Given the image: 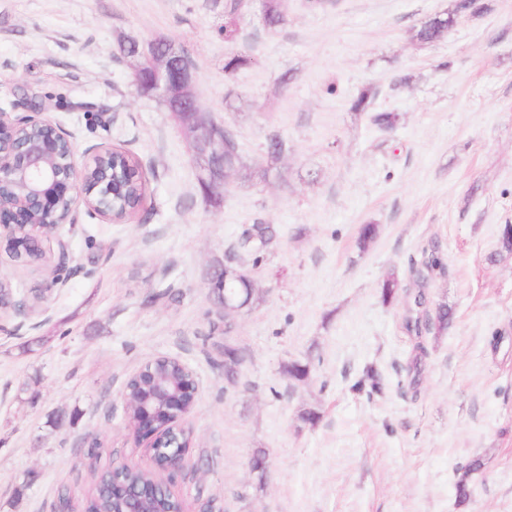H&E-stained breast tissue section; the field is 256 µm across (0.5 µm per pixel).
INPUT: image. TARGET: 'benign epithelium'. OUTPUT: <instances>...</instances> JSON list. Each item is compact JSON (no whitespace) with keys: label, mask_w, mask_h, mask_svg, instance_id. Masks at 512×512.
<instances>
[{"label":"benign epithelium","mask_w":512,"mask_h":512,"mask_svg":"<svg viewBox=\"0 0 512 512\" xmlns=\"http://www.w3.org/2000/svg\"><path fill=\"white\" fill-rule=\"evenodd\" d=\"M184 53L177 51L165 39L156 40L144 54V62L135 69V81L149 82V92L172 105V114L184 130L190 150L206 172L204 183L208 200H224V190L232 175L233 166L224 163L226 150L224 128L212 124L199 107L192 87L191 70L183 65ZM110 148H100L89 158L78 161L69 136L46 119L32 116L14 117L0 109V185L22 179L27 194L11 201L0 197V242L9 250H35L44 255L48 278L38 288L42 296L66 285L74 268L70 243L61 234L64 225L72 220L73 211L80 205L89 206L84 181L85 171ZM241 277L237 269L224 265L213 272L208 288L220 291L218 307L232 314L247 307L252 289L222 291L228 278ZM10 309L24 318L30 313L48 312L35 308L25 297L14 296L13 289L0 288V310ZM185 382L160 397L149 395L136 404L131 425L139 440L146 442L152 452V462H161L160 481L147 485H132L117 477L125 470L138 466L115 462L114 474L107 492L121 512H148L147 502L163 493L176 500L181 497L173 490L172 475L184 465L187 445L180 437L193 432L189 416L197 401V382L191 370Z\"/></svg>","instance_id":"benign-epithelium-1"}]
</instances>
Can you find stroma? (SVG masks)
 <instances>
[{"label": "stroma", "instance_id": "35a3bbf8", "mask_svg": "<svg viewBox=\"0 0 512 512\" xmlns=\"http://www.w3.org/2000/svg\"><path fill=\"white\" fill-rule=\"evenodd\" d=\"M481 2L423 44L421 22L453 0H284L274 34L250 0L232 41L224 0H0V108H37L77 157L126 151L145 183L124 223L77 208L75 272L33 329L0 312V512H54L113 461L149 466L123 390L161 356L198 384L174 486L188 512H512V0ZM160 37L192 57L201 109L249 166L220 205L178 120L137 91L129 47ZM236 52L252 64L225 72ZM365 89L393 129L353 110ZM257 223L277 242L226 332L208 280ZM365 224L378 234L362 250ZM391 275L403 289L387 303ZM418 294L450 310L446 331L405 330ZM228 346L243 356L231 380ZM291 362L309 377L289 379ZM369 368L381 392L355 389Z\"/></svg>", "mask_w": 512, "mask_h": 512}]
</instances>
